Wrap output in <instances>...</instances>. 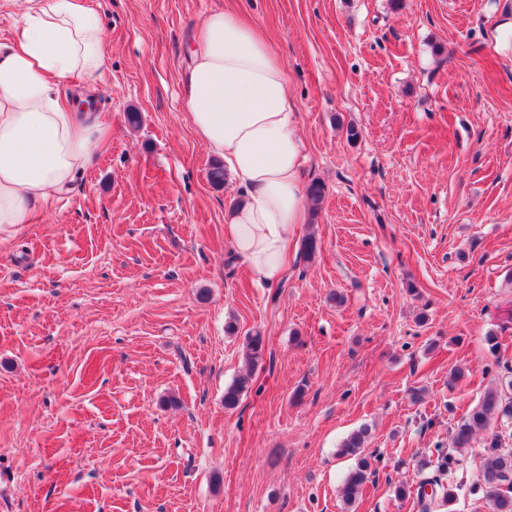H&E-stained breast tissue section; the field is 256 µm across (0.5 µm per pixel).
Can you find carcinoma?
<instances>
[{
    "mask_svg": "<svg viewBox=\"0 0 512 512\" xmlns=\"http://www.w3.org/2000/svg\"><path fill=\"white\" fill-rule=\"evenodd\" d=\"M264 337L260 334L246 339V358L257 363L263 355ZM249 388V377L236 379L224 390V406L235 408L242 393ZM512 416V406L505 402L504 394L498 388L487 389L478 403L468 410L452 430V447L437 448L433 455L434 474L422 479L415 490L398 487L400 497L414 495V503L420 512H432L435 507L453 505L458 493L442 483L444 477L460 466L461 452L470 446L473 436L487 433L485 458L480 470L479 485L484 498L489 501L492 512H512V449L503 445V434L497 431L498 421ZM370 431L365 425L349 434L340 444L338 455L355 459L356 464L347 474L342 498L347 508H352L363 494L367 484L373 482L376 468L372 456L365 453Z\"/></svg>",
    "mask_w": 512,
    "mask_h": 512,
    "instance_id": "carcinoma-1",
    "label": "carcinoma"
}]
</instances>
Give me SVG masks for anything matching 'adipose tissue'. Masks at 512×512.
I'll return each instance as SVG.
<instances>
[{
	"label": "adipose tissue",
	"mask_w": 512,
	"mask_h": 512,
	"mask_svg": "<svg viewBox=\"0 0 512 512\" xmlns=\"http://www.w3.org/2000/svg\"><path fill=\"white\" fill-rule=\"evenodd\" d=\"M23 16L0 43V231L60 201L107 134L99 113L60 92L64 80L106 76L97 9L90 0H25ZM182 87L193 130L240 190L224 236L251 278L274 286L307 210L285 67L255 24L216 10L192 36Z\"/></svg>",
	"instance_id": "ef3b65f1"
}]
</instances>
